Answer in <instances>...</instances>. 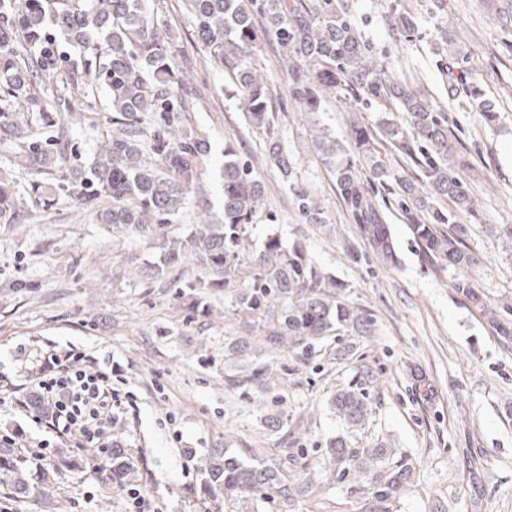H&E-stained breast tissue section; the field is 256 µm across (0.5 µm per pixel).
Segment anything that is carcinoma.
<instances>
[{"label": "carcinoma", "mask_w": 512, "mask_h": 512, "mask_svg": "<svg viewBox=\"0 0 512 512\" xmlns=\"http://www.w3.org/2000/svg\"><path fill=\"white\" fill-rule=\"evenodd\" d=\"M183 3L200 46L223 67L226 87L240 101L248 125L267 139V160L284 183L295 186L294 166L271 135V90L258 74V36L288 61L292 95L305 111H319L330 95L348 100L358 112L382 107L377 125L356 129L353 155L326 130L313 138L361 242L382 263L396 262L386 204L374 191L378 184L395 183L423 254L436 268L457 271L452 287L478 307L498 335L511 338L512 322L485 306L463 275L479 259L463 245L459 216L475 211L460 177L469 161L455 150L448 116L424 91L370 59L350 0H310L308 6L303 0ZM390 27L408 35L416 24L412 16L397 13ZM433 53L448 60V98L466 97L470 110L495 125L497 111L472 79L467 53L446 33ZM183 81L173 29L149 0H0V141L13 143L12 166L31 176L21 194L14 178L0 172V218L23 205L33 218L64 193L93 210L97 223L112 232L160 243L159 261L143 270L147 278L165 280L171 270L193 263L203 277L186 284L187 310L204 315L210 310L207 295L224 293V312L242 329L230 350L249 356L227 377L228 385L258 389L268 384L271 367L251 343L307 356L330 336L368 335L373 318L345 297L346 285L313 262L302 242L286 243L276 232L255 239L254 220L266 208V188L230 142L224 143L223 217L217 223H180L210 152L208 139L186 117L188 102L179 94ZM99 88L112 113L106 140L59 187H47L45 179L62 162L63 113L72 101L85 112L100 111ZM377 139L390 145L416 179L388 167L375 150ZM296 201L308 223L329 231L310 194L298 190ZM330 407L351 427L362 426L369 410L365 394L353 388L337 390ZM323 461L368 484L378 512H390L389 503L414 471L412 458L395 460L382 444L353 448L342 435L327 443ZM75 466L106 470L116 483L136 472L121 448L93 452ZM200 471L213 495L271 491L288 499L308 492L278 468L248 464L221 448ZM56 480L55 466L34 467L14 441H0V487L11 498L47 504L55 499Z\"/></svg>", "instance_id": "cac0c4a2"}]
</instances>
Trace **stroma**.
Instances as JSON below:
<instances>
[{
  "mask_svg": "<svg viewBox=\"0 0 512 512\" xmlns=\"http://www.w3.org/2000/svg\"><path fill=\"white\" fill-rule=\"evenodd\" d=\"M508 0H444L430 15L425 0H355L353 12L378 64L405 75L444 106L470 166L463 176L476 214L465 221V244L480 262L467 276L487 304L512 315V241L495 226L512 224V13ZM177 34L193 105V125L211 152L181 218L198 212L222 217L224 144L232 142L266 185L268 203L257 234L275 227L302 241L312 260L347 286L349 298L370 310L373 332L319 345L309 360L267 354V388L246 394L224 383L232 361L226 346L241 334L224 314L223 294L209 298V314L190 316L176 285L158 287L137 276L157 261L155 245L113 239L84 206L65 201L34 220L0 218V436L36 450L43 461L79 458L83 451L54 437L44 422L20 411L16 397L32 387L30 370L49 350L81 352L85 368L120 370L114 387L129 395L112 423V441L137 469V485L159 512H373L359 479L323 466L327 441L346 434L351 446L385 442L415 460L393 512H512V339L497 336L474 305L452 286L454 271L424 257L408 224L392 217L399 262L378 261L358 238L316 155L311 136L332 130L353 148L356 125L375 124L329 99L308 113L290 91L280 53L259 42L260 73L269 84L273 131L287 149L297 188L313 196L333 234L308 224L292 191L265 158V141L252 132L238 100L224 92V73L194 36L181 0H151ZM412 14L413 35L393 34L390 18ZM457 34L470 55L473 78L495 103V126L448 100V83L431 45L441 29ZM362 385L372 402L363 429L346 432L329 407L336 388ZM217 448L243 461L267 462L290 479L308 482V495L232 500L201 484L199 462ZM56 512H129L126 487L107 472L61 467Z\"/></svg>",
  "mask_w": 512,
  "mask_h": 512,
  "instance_id": "1",
  "label": "stroma"
}]
</instances>
